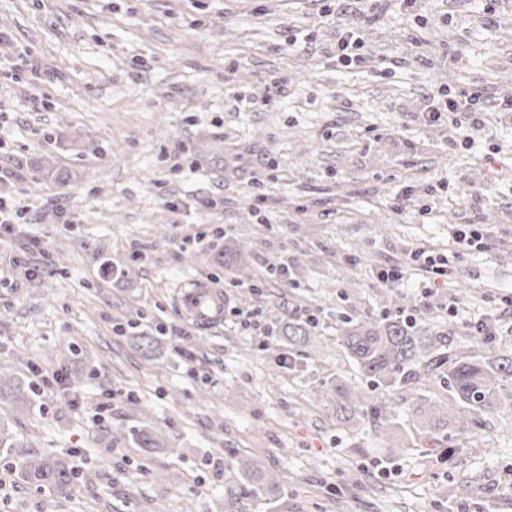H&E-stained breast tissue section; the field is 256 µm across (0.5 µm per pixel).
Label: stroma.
<instances>
[{
	"label": "stroma",
	"mask_w": 512,
	"mask_h": 512,
	"mask_svg": "<svg viewBox=\"0 0 512 512\" xmlns=\"http://www.w3.org/2000/svg\"><path fill=\"white\" fill-rule=\"evenodd\" d=\"M0 0V191L30 207L0 244V364L61 372L34 410L0 403L28 451L80 467L69 498L16 477L0 453V512H512V417L454 448L418 437L395 394L390 436L336 418L326 380L361 376L336 341L341 314L390 308L380 270L449 254L458 224L492 253L456 258L426 312L448 325L492 314L512 347V115L424 123V96L512 100V0ZM365 26L362 60L336 63L338 26ZM284 93L269 102L272 82ZM51 162L59 184L35 178ZM409 192L413 204L396 205ZM272 215L258 223L253 198ZM213 209L200 210L204 200ZM251 243L290 279L253 288L215 260ZM223 290L225 318L189 323L179 285ZM468 298H461L462 288ZM317 316L289 345L277 307ZM189 324L178 358L166 327ZM157 335L144 351L140 332ZM153 430L151 455L129 440ZM259 460L279 500L237 470Z\"/></svg>",
	"instance_id": "35a3bbf8"
}]
</instances>
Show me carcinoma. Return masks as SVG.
Instances as JSON below:
<instances>
[{
  "mask_svg": "<svg viewBox=\"0 0 512 512\" xmlns=\"http://www.w3.org/2000/svg\"><path fill=\"white\" fill-rule=\"evenodd\" d=\"M228 270L247 281L253 280L250 260L253 251L244 243L224 249ZM309 324L287 323L288 341L301 344L308 336ZM459 327L448 324L440 330L427 317L397 306L373 321L340 317L338 341L359 372L380 389L370 394L345 378L331 384L336 395V417L351 424L371 419L375 431L388 432L393 425V392L411 384L420 387L442 383L448 388V404L432 400L424 393L413 394L407 412L427 435L448 440L464 436L482 426L483 419L512 411V350L500 346L497 330L485 320L474 331L479 348L467 349L459 341ZM38 397L33 381L8 374L0 378V400L27 408ZM138 448L151 451L158 447L156 437L147 430L130 433ZM23 444L8 425L0 421V450L12 453ZM239 470L257 492L277 488L272 473H262L243 460ZM15 473L23 481L53 495H66L76 487L79 471L66 460L52 454H18Z\"/></svg>",
  "mask_w": 512,
  "mask_h": 512,
  "instance_id": "cac0c4a2",
  "label": "carcinoma"
}]
</instances>
